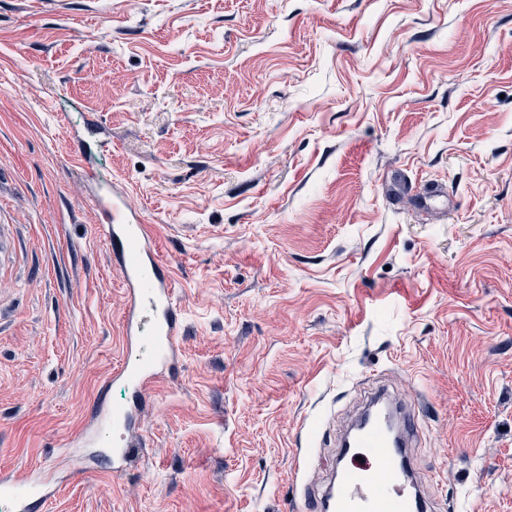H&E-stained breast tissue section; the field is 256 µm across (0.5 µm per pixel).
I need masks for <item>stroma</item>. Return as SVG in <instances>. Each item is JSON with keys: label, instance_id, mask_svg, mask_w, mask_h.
Listing matches in <instances>:
<instances>
[{"label": "stroma", "instance_id": "1", "mask_svg": "<svg viewBox=\"0 0 512 512\" xmlns=\"http://www.w3.org/2000/svg\"><path fill=\"white\" fill-rule=\"evenodd\" d=\"M112 136L96 148L87 112ZM126 183L184 309L121 474L30 512H292L385 380L435 512H512V0H0V470L82 431L125 295L72 167Z\"/></svg>", "mask_w": 512, "mask_h": 512}]
</instances>
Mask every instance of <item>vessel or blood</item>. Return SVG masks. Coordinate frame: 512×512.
<instances>
[{
	"instance_id": "vessel-or-blood-1",
	"label": "vessel or blood",
	"mask_w": 512,
	"mask_h": 512,
	"mask_svg": "<svg viewBox=\"0 0 512 512\" xmlns=\"http://www.w3.org/2000/svg\"><path fill=\"white\" fill-rule=\"evenodd\" d=\"M79 177L95 213L98 235L125 288L126 359L118 376L129 386L132 401L115 410L99 400L87 427L67 445L110 449V469L118 474L137 457L132 431L142 405L158 382L179 371L184 317L173 270L161 259L142 214L132 208L127 186L104 179L85 162ZM418 432L419 412L408 403L393 415L384 410L371 413L363 428L349 427L340 442L345 464L334 471L327 490L302 489L309 512H427V498L407 463V449ZM57 482L54 462L20 475L1 474L0 512H28L31 499L48 500Z\"/></svg>"
}]
</instances>
